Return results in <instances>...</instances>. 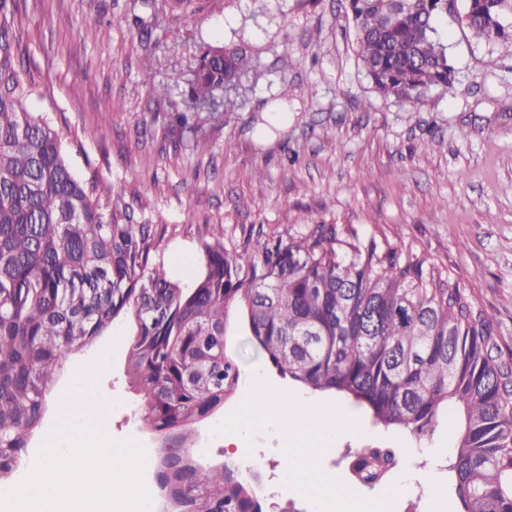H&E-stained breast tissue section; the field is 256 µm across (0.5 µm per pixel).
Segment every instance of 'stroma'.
I'll return each instance as SVG.
<instances>
[{
  "instance_id": "obj_1",
  "label": "stroma",
  "mask_w": 512,
  "mask_h": 512,
  "mask_svg": "<svg viewBox=\"0 0 512 512\" xmlns=\"http://www.w3.org/2000/svg\"><path fill=\"white\" fill-rule=\"evenodd\" d=\"M13 20L15 51L34 90L31 111L64 133L78 177L97 176L146 221L165 226L158 251L184 284L198 270L203 225H223L231 236L250 224L280 233L295 224H349L362 244L425 257L457 280L512 351V49L489 52L455 14L441 17L457 80L415 109L376 93L339 0H206L187 18L170 14L166 0H14ZM98 21L110 24L109 38L85 36ZM209 46L243 51L250 70L238 90L199 109L191 135L173 115L189 105L188 81ZM161 82L168 96L156 95ZM194 136L210 151L194 152ZM134 330L132 318L121 316L93 346L68 355L28 458L77 373L104 352L108 366L97 391L115 404L106 430L141 442L155 458L154 440L142 428L143 400L125 376ZM224 346L242 372L260 370L273 388L299 393L237 321H230ZM242 400V392L231 394L222 412L197 425L192 451L204 465L226 461L223 437L210 431ZM343 406L360 431L332 440L323 471L361 496L380 498L388 487L355 483L343 455L349 448H396L408 459L395 478L410 477L424 496L411 505L395 497L393 512H448L449 480L431 487L434 461L448 455V424L419 440L373 424L351 401ZM281 447L276 429L256 435L252 455L267 482L254 492L278 512H301L306 501L285 483Z\"/></svg>"
}]
</instances>
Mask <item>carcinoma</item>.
I'll return each instance as SVG.
<instances>
[{"mask_svg": "<svg viewBox=\"0 0 512 512\" xmlns=\"http://www.w3.org/2000/svg\"><path fill=\"white\" fill-rule=\"evenodd\" d=\"M345 10L366 77L413 108L456 80L439 16L453 10L477 40L512 47V0H346ZM8 14L0 0V485L14 482L68 354L129 313L127 377L143 393L146 429L167 444L155 481L170 512H264L235 465L204 466L191 450L196 425L239 386L241 367L224 351L238 308L281 377L354 400L376 425L421 439L453 406L458 507L448 512H512V352L459 282L424 257L363 246L342 224L286 238L252 225L227 241L224 225L205 224L204 271L181 287L156 258L159 225L119 198L101 206L97 179L76 178L62 135L29 110ZM249 65L207 49L192 102H211ZM346 457L371 489L400 463L391 448Z\"/></svg>", "mask_w": 512, "mask_h": 512, "instance_id": "cac0c4a2", "label": "carcinoma"}]
</instances>
